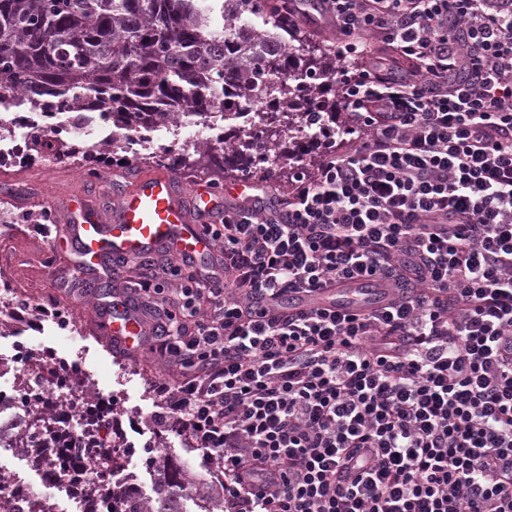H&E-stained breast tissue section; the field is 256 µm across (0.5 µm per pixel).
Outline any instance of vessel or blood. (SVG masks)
Wrapping results in <instances>:
<instances>
[{
  "instance_id": "1",
  "label": "vessel or blood",
  "mask_w": 512,
  "mask_h": 512,
  "mask_svg": "<svg viewBox=\"0 0 512 512\" xmlns=\"http://www.w3.org/2000/svg\"><path fill=\"white\" fill-rule=\"evenodd\" d=\"M216 208L211 192L198 187L192 203H185L176 177L165 170L139 176L115 201L110 214H102L92 198L82 193L62 203L72 261L60 262L54 281L95 279L111 273L113 263L160 250L174 249L188 259L210 252V237L199 228L201 219ZM104 332L119 345L129 347L139 334V321L119 311L106 321Z\"/></svg>"
}]
</instances>
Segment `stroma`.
<instances>
[{
	"mask_svg": "<svg viewBox=\"0 0 512 512\" xmlns=\"http://www.w3.org/2000/svg\"><path fill=\"white\" fill-rule=\"evenodd\" d=\"M353 125L350 113L340 109L330 124L333 131L330 144L310 145L301 159H284L262 171L234 168L222 172L185 170L178 172L177 181L184 191L197 183L210 185L218 200L224 201L228 198L229 187L239 183L254 184L268 176L272 179L268 195L276 200L287 194L295 174L313 172L320 156L327 150H349ZM4 184L12 187L9 201L17 213L36 210L39 199L46 193L57 202L77 192L92 195L97 190L96 179L82 176L68 160L39 156L29 159L26 167L0 172V186ZM64 235V228L57 227L50 239L44 241L22 224L14 235L0 236V273L10 278L17 299L38 300L53 310L52 317L32 324L27 331L26 351L48 350L56 357L78 359L84 369L96 374L104 394L111 396L112 428L129 444L126 471L135 477L140 492L149 497L153 494L154 475L146 464L144 443L153 431L150 417L159 409L150 380L160 375L162 368L152 357L129 356L122 346L110 341L102 326L94 320L93 305L87 301L79 283L62 288L50 279V269L66 254ZM74 315L83 326V335L79 338L71 337L66 328L67 319ZM162 443L163 453L186 464L191 474L207 481L214 480L212 468L205 464L200 450L187 436L169 434L163 436ZM0 468L18 476L21 483L37 490L49 502L62 503L59 488L47 484L20 454L1 450Z\"/></svg>",
	"mask_w": 512,
	"mask_h": 512,
	"instance_id": "stroma-1",
	"label": "stroma"
}]
</instances>
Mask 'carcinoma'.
Listing matches in <instances>:
<instances>
[{
    "label": "carcinoma",
    "mask_w": 512,
    "mask_h": 512,
    "mask_svg": "<svg viewBox=\"0 0 512 512\" xmlns=\"http://www.w3.org/2000/svg\"><path fill=\"white\" fill-rule=\"evenodd\" d=\"M293 31L282 6L270 0H0V93L40 97L54 118L104 109L112 124L125 128L219 107L227 121L237 106H257L261 137L231 126L215 145L162 150L146 160L176 171L203 160L221 170L230 162L275 164L287 142L300 158L305 144L327 134L321 111L333 90L324 56L286 42ZM57 134L65 156L97 175L88 167L95 150L75 144L65 127ZM2 219L45 223L42 214L7 208ZM149 462L154 496L103 485L91 512H105L116 496L123 512H186L189 500L198 512H224V494L182 464L162 455ZM77 466L61 452L59 466L43 477L51 483Z\"/></svg>",
    "instance_id": "carcinoma-1"
}]
</instances>
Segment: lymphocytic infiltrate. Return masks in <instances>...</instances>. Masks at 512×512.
I'll list each match as a JSON object with an SVG mask.
<instances>
[{"instance_id": "obj_1", "label": "lymphocytic infiltrate", "mask_w": 512, "mask_h": 512, "mask_svg": "<svg viewBox=\"0 0 512 512\" xmlns=\"http://www.w3.org/2000/svg\"><path fill=\"white\" fill-rule=\"evenodd\" d=\"M363 130L205 225L224 273L135 296L157 431L219 469L224 512H512V0H318ZM410 60L345 67L363 34ZM374 279L382 306L272 309Z\"/></svg>"}]
</instances>
